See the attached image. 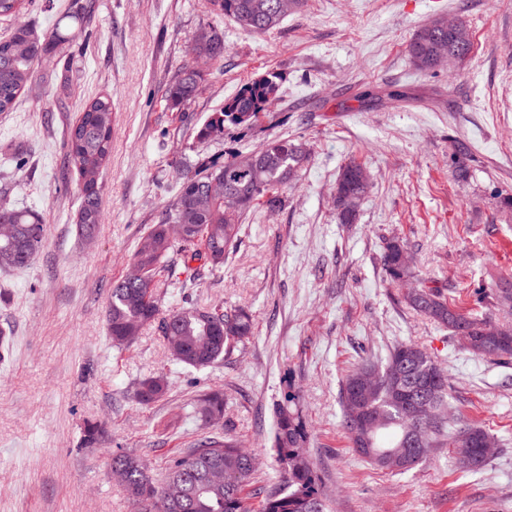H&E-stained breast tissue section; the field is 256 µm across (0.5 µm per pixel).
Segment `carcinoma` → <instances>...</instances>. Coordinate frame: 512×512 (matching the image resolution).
Returning a JSON list of instances; mask_svg holds the SVG:
<instances>
[{"mask_svg":"<svg viewBox=\"0 0 512 512\" xmlns=\"http://www.w3.org/2000/svg\"><path fill=\"white\" fill-rule=\"evenodd\" d=\"M304 0H210L216 18L228 17L244 30L262 35L275 30L283 19L303 7ZM93 0H73L63 18L77 23L69 31L57 24L48 32L22 26L0 38V112H10L34 82L33 62L45 55L54 57L62 69L69 68L74 43L93 9ZM27 47L17 57L14 49ZM472 40L463 23L448 30V20L434 19L421 27L408 46L413 65L422 71L437 67L446 56L454 63L466 59ZM189 56L213 64L224 60V35L215 26L199 29ZM201 71L185 64L166 90L170 108L189 117L187 110L197 96ZM274 74L246 82L224 104L210 113L201 125H193L195 138L206 142L224 135L230 127H248L277 99ZM114 107L112 98L88 100L80 118L67 131L65 159L68 169L81 180L78 191V224L90 236L101 222L102 186L100 173L112 160ZM309 159L303 144L286 137L270 139L254 150L233 152L224 162H211L198 170L179 168L178 189L158 223L151 225L136 241L133 260L142 277H124L112 284L107 310V329L112 342L129 346L143 329L158 324L169 350L180 348L179 363L194 369L211 367L224 360L235 345L252 334L251 315L243 309L183 306L162 312L156 276L167 273L172 284L188 287L175 277V254L184 269L192 263L209 272L224 267L226 254L239 240L241 225L258 207L274 210L282 195L298 179ZM224 181V192L211 195L209 183ZM365 168L351 162L336 181V211L341 223L353 221L356 208L368 188ZM11 225L8 238L0 237V269H22L30 265L43 246L42 220L33 211L8 203L0 204V225ZM387 280L397 286L414 278L405 243L392 238L382 252ZM496 303L512 308V282L502 279L491 288ZM407 304L429 320L460 337L475 355L512 358V322L492 324L457 310L440 291L421 285L405 293ZM169 389L164 375L138 383L134 398L149 405ZM448 376L427 349L417 343L396 345L385 362L364 360L342 381L340 400L343 425L351 447L367 462L395 472L408 471L426 454L418 448H452L462 469L481 467L487 461L484 443L491 435L481 427L464 425L451 429L443 410L448 406ZM193 412L207 423L224 417V398L219 393L198 396ZM274 447L287 480L283 489L266 495L258 504L248 491L255 470L252 454L237 446L227 435L205 436L197 446L176 458L164 478L156 481L137 458L128 454L112 457V466L123 472L127 494L134 512H325L317 477L302 448L307 442L306 423L300 413L299 397L288 391L274 409Z\"/></svg>","mask_w":512,"mask_h":512,"instance_id":"obj_1","label":"carcinoma"}]
</instances>
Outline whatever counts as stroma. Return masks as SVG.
<instances>
[{
	"instance_id": "stroma-1",
	"label": "stroma",
	"mask_w": 512,
	"mask_h": 512,
	"mask_svg": "<svg viewBox=\"0 0 512 512\" xmlns=\"http://www.w3.org/2000/svg\"><path fill=\"white\" fill-rule=\"evenodd\" d=\"M71 0H27L18 18L47 30ZM463 21L473 49L463 62L423 72L408 45L431 19ZM220 23L222 65L202 66L189 108L195 123L250 79L279 77L278 101L249 128L200 144L166 89L198 30ZM87 49L68 70L42 56L36 83L0 113V201L38 213L45 244L31 265L0 270V330L12 336L0 362V512H132L113 477V455L137 457L155 479L213 433L255 455L251 487L284 481L274 448V407L300 396L307 458L327 512H512V360L478 358L448 329L417 314L382 269L384 240L407 243L415 283L437 288L463 312L499 323L512 310L481 292L512 277V0H307L265 35L216 21L209 0H95ZM399 89L391 107L377 93ZM111 96L112 161L101 175L102 221L80 235L75 193L63 181L66 131L85 102ZM280 135L307 144L310 159L281 208L249 215L220 273L167 289L162 306L242 308L254 333L205 369L176 364L156 328L130 346L106 329L113 282L131 268L136 239L173 198L176 170L195 169ZM26 153L19 171L5 157ZM370 174L354 223L336 217V178L350 162ZM424 346L448 374V404L497 446L480 468L459 469L432 449L403 473L355 454L339 399L364 360H386L402 342ZM170 387L143 406V378ZM224 396V417L193 413L201 394ZM101 428L93 447L86 424Z\"/></svg>"
}]
</instances>
